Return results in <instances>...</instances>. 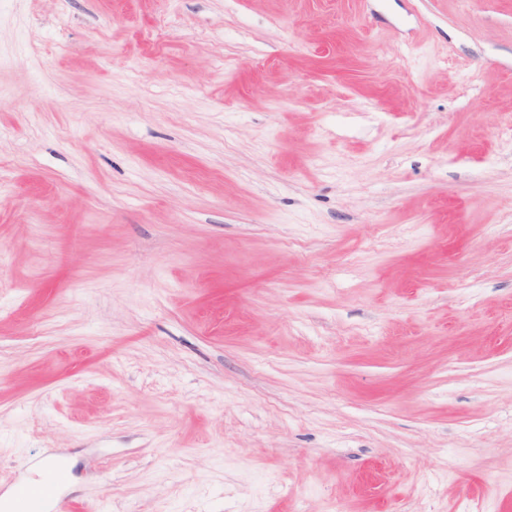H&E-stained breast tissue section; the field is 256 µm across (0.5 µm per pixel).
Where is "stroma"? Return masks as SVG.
<instances>
[{"instance_id": "1", "label": "stroma", "mask_w": 512, "mask_h": 512, "mask_svg": "<svg viewBox=\"0 0 512 512\" xmlns=\"http://www.w3.org/2000/svg\"><path fill=\"white\" fill-rule=\"evenodd\" d=\"M512 0H9L0 495L512 512Z\"/></svg>"}]
</instances>
